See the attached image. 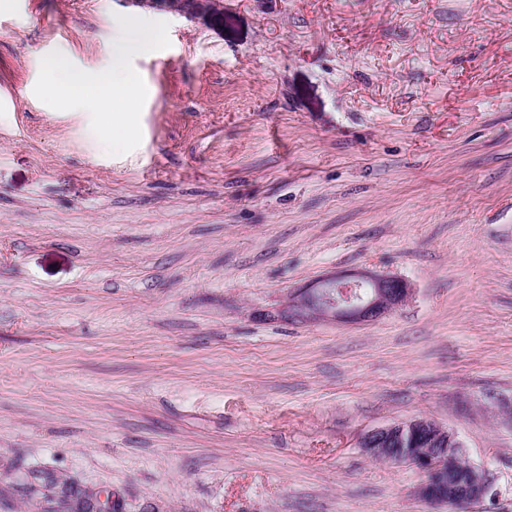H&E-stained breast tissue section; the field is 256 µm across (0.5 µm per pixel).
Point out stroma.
<instances>
[{
	"instance_id": "35a3bbf8",
	"label": "stroma",
	"mask_w": 512,
	"mask_h": 512,
	"mask_svg": "<svg viewBox=\"0 0 512 512\" xmlns=\"http://www.w3.org/2000/svg\"><path fill=\"white\" fill-rule=\"evenodd\" d=\"M137 17L163 38L116 57ZM132 73L135 131L44 57ZM376 320L277 318L336 273ZM426 417L512 512V0H0V512H434ZM411 291L404 280L387 275L326 276L300 289L282 315L305 322L332 319L359 324L403 304ZM360 446L370 457L388 461V448H401L404 461L424 474L420 495L436 507L467 512L491 492L489 470L465 462L457 436L432 420L419 418L374 428L362 436ZM43 480L52 493L47 498L49 512H93L97 493L80 488L69 478H56L50 473L44 474Z\"/></svg>"
}]
</instances>
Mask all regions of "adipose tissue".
Instances as JSON below:
<instances>
[{
	"mask_svg": "<svg viewBox=\"0 0 512 512\" xmlns=\"http://www.w3.org/2000/svg\"><path fill=\"white\" fill-rule=\"evenodd\" d=\"M47 74L59 76L56 93L60 99L79 103L90 112L106 118L113 139L132 135L134 127L128 115L136 107L137 82L132 75L114 70L87 74L71 69L65 55L54 54L42 61Z\"/></svg>",
	"mask_w": 512,
	"mask_h": 512,
	"instance_id": "adipose-tissue-1",
	"label": "adipose tissue"
}]
</instances>
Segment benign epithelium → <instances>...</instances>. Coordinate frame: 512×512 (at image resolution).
Listing matches in <instances>:
<instances>
[{
	"label": "benign epithelium",
	"instance_id": "1",
	"mask_svg": "<svg viewBox=\"0 0 512 512\" xmlns=\"http://www.w3.org/2000/svg\"><path fill=\"white\" fill-rule=\"evenodd\" d=\"M411 288L402 279L357 272L323 277L300 289L282 311L290 320L332 319L359 324L403 304ZM360 447L372 458L388 460V449L399 448L404 461L424 474L419 493L436 507L467 512L491 492L489 470L465 462L457 436L425 419L393 423L367 431Z\"/></svg>",
	"mask_w": 512,
	"mask_h": 512
}]
</instances>
